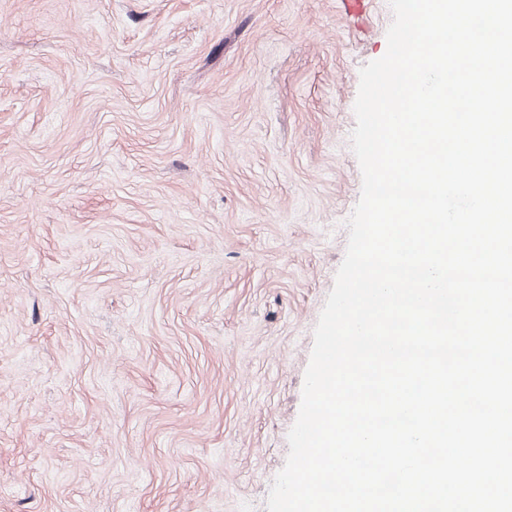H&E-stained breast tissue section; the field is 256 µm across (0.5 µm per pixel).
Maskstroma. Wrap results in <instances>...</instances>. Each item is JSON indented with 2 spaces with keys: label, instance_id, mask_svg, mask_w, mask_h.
Wrapping results in <instances>:
<instances>
[{
  "label": "stroma",
  "instance_id": "35a3bbf8",
  "mask_svg": "<svg viewBox=\"0 0 512 512\" xmlns=\"http://www.w3.org/2000/svg\"><path fill=\"white\" fill-rule=\"evenodd\" d=\"M388 0H0V512H266Z\"/></svg>",
  "mask_w": 512,
  "mask_h": 512
}]
</instances>
